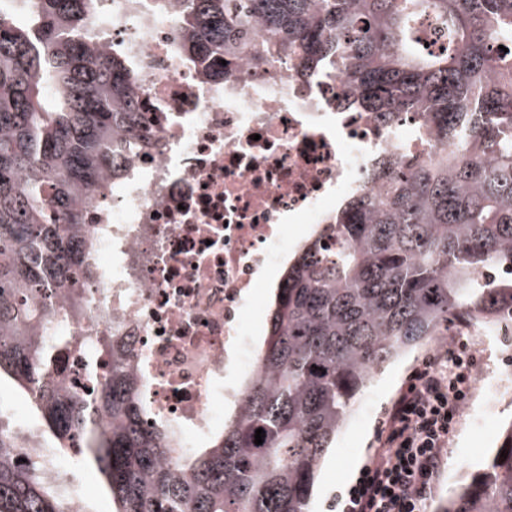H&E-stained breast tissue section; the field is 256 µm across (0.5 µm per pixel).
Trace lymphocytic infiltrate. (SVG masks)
<instances>
[{
	"label": "lymphocytic infiltrate",
	"instance_id": "1",
	"mask_svg": "<svg viewBox=\"0 0 512 512\" xmlns=\"http://www.w3.org/2000/svg\"><path fill=\"white\" fill-rule=\"evenodd\" d=\"M473 361L446 347L416 371L392 406L382 446L338 502L339 512H423L443 450L473 383Z\"/></svg>",
	"mask_w": 512,
	"mask_h": 512
}]
</instances>
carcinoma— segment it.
<instances>
[{"mask_svg": "<svg viewBox=\"0 0 512 512\" xmlns=\"http://www.w3.org/2000/svg\"><path fill=\"white\" fill-rule=\"evenodd\" d=\"M86 10L0 0V378L56 447L95 465L115 512H312L322 459L375 375L453 320H512V0H190L182 49L211 74L257 35L255 67L327 65L351 111L421 115L454 147L435 165L381 163V195L350 196L298 248L240 408L197 448L154 413L120 346L36 334L67 314L49 292L80 309L93 267L76 198L120 174L107 140L140 110L126 64L86 45ZM87 347L94 389L63 387ZM30 447L0 426V512H72ZM438 512H512V424Z\"/></svg>", "mask_w": 512, "mask_h": 512, "instance_id": "1", "label": "carcinoma"}]
</instances>
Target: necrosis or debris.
Returning <instances> with one entry per match:
<instances>
[{"instance_id": "obj_1", "label": "necrosis or debris", "mask_w": 512, "mask_h": 512, "mask_svg": "<svg viewBox=\"0 0 512 512\" xmlns=\"http://www.w3.org/2000/svg\"><path fill=\"white\" fill-rule=\"evenodd\" d=\"M187 0H88L86 43L125 60L146 121L111 145L121 176L104 171L79 205L95 243L82 311L46 332L114 338L148 400L185 444L224 420L255 369L252 299L305 231L334 223L341 200L378 192L380 159L437 160L425 119L392 126L347 111L335 71L308 76L251 49L217 79L184 55Z\"/></svg>"}]
</instances>
